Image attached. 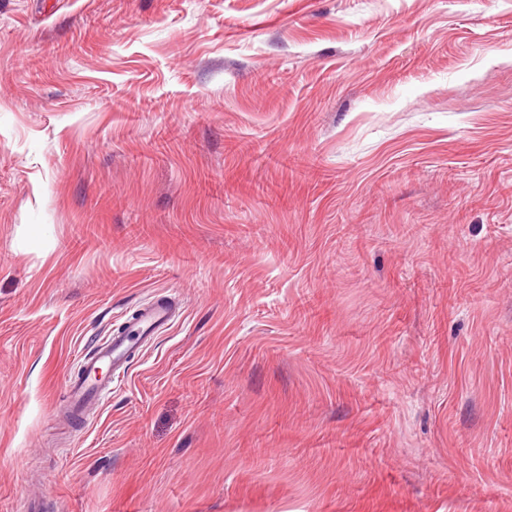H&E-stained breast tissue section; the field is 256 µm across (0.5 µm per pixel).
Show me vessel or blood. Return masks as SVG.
I'll list each match as a JSON object with an SVG mask.
<instances>
[{"label":"vessel or blood","instance_id":"b4317fda","mask_svg":"<svg viewBox=\"0 0 512 512\" xmlns=\"http://www.w3.org/2000/svg\"><path fill=\"white\" fill-rule=\"evenodd\" d=\"M172 318L167 303L153 301L132 315L124 332L89 338L77 355L78 373L67 385L72 409L79 413L87 405L107 399L112 393L113 375L128 373L136 355Z\"/></svg>","mask_w":512,"mask_h":512}]
</instances>
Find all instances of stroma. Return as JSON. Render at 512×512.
<instances>
[{
  "mask_svg": "<svg viewBox=\"0 0 512 512\" xmlns=\"http://www.w3.org/2000/svg\"><path fill=\"white\" fill-rule=\"evenodd\" d=\"M171 327L87 421L85 336ZM512 512V0H0V512Z\"/></svg>",
  "mask_w": 512,
  "mask_h": 512,
  "instance_id": "35a3bbf8",
  "label": "stroma"
}]
</instances>
